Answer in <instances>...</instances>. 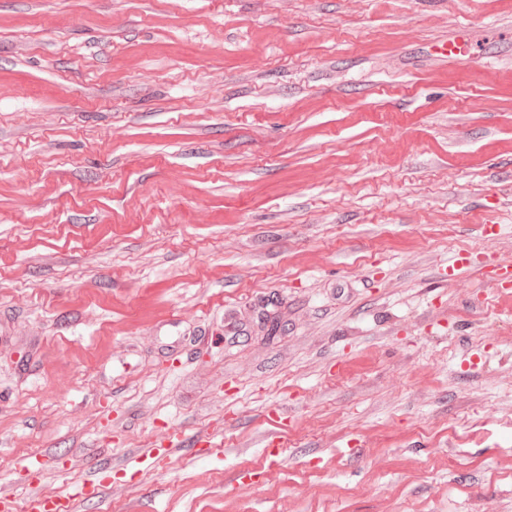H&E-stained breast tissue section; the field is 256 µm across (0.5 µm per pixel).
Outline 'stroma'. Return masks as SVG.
I'll return each mask as SVG.
<instances>
[{
    "mask_svg": "<svg viewBox=\"0 0 512 512\" xmlns=\"http://www.w3.org/2000/svg\"><path fill=\"white\" fill-rule=\"evenodd\" d=\"M484 262L512 263V0H0L13 512L172 431L222 451L80 512H512Z\"/></svg>",
    "mask_w": 512,
    "mask_h": 512,
    "instance_id": "35a3bbf8",
    "label": "stroma"
}]
</instances>
